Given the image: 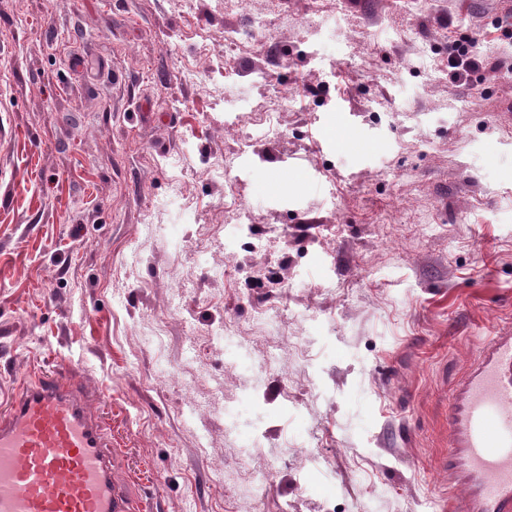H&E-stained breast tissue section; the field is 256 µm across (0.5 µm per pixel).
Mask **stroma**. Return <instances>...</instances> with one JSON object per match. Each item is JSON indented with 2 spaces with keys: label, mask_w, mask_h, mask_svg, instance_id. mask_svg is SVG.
<instances>
[{
  "label": "stroma",
  "mask_w": 512,
  "mask_h": 512,
  "mask_svg": "<svg viewBox=\"0 0 512 512\" xmlns=\"http://www.w3.org/2000/svg\"><path fill=\"white\" fill-rule=\"evenodd\" d=\"M507 26L512 0H0V409L76 370L148 512H449L451 390L512 324ZM253 395L252 489L225 410ZM484 58L473 50L469 41H455L448 49V66L459 81H467L470 73L483 68ZM216 338L224 348L225 355L237 358L234 367L242 372L241 376L257 382L260 375L249 358L250 346L248 342L236 336L232 330H224V335L223 333H218Z\"/></svg>",
  "instance_id": "35a3bbf8"
}]
</instances>
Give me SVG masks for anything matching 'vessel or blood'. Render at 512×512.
Masks as SVG:
<instances>
[{
	"mask_svg": "<svg viewBox=\"0 0 512 512\" xmlns=\"http://www.w3.org/2000/svg\"><path fill=\"white\" fill-rule=\"evenodd\" d=\"M93 401L77 378L42 372L0 412V512H140ZM444 468L461 491L455 512H512L511 325L452 390Z\"/></svg>",
	"mask_w": 512,
	"mask_h": 512,
	"instance_id": "vessel-or-blood-1",
	"label": "vessel or blood"
}]
</instances>
